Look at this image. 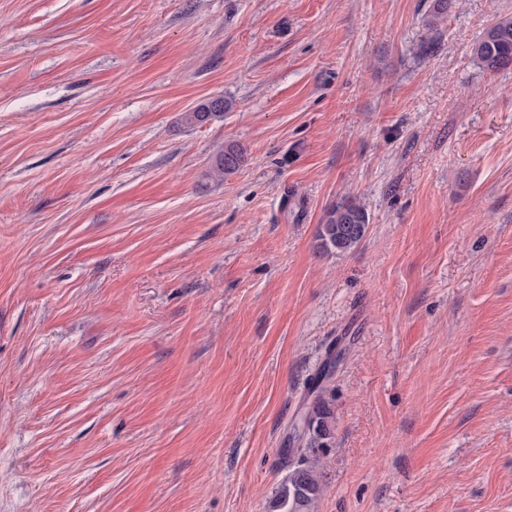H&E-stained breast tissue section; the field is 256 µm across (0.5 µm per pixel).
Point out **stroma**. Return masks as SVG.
<instances>
[{
  "mask_svg": "<svg viewBox=\"0 0 512 512\" xmlns=\"http://www.w3.org/2000/svg\"><path fill=\"white\" fill-rule=\"evenodd\" d=\"M430 3L0 0V512H267L336 342L315 512H512V0ZM473 54L489 71L512 66V16L501 17L487 29L474 44ZM230 103L223 96H216L202 101L188 112L183 113V120L189 126H201L221 118ZM246 161L244 149L236 143H229L214 156L204 177L224 179L226 176L235 174ZM369 215L352 199L328 208L319 224L316 248L319 253L337 255L355 248L365 237Z\"/></svg>",
  "mask_w": 512,
  "mask_h": 512,
  "instance_id": "35a3bbf8",
  "label": "stroma"
}]
</instances>
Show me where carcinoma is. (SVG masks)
Instances as JSON below:
<instances>
[{
	"mask_svg": "<svg viewBox=\"0 0 512 512\" xmlns=\"http://www.w3.org/2000/svg\"><path fill=\"white\" fill-rule=\"evenodd\" d=\"M451 7L452 0H433L423 18L425 28L432 31L438 27ZM473 54L489 71L512 66V16L500 18L487 29L474 44ZM229 107L224 97H212L183 113V120L189 126H201L223 117ZM246 161L244 149L229 143L214 156L204 177L222 180L236 173ZM368 224L365 208L352 199H344L325 211L318 227L316 249L326 255L346 253L363 240ZM339 360L335 350L329 349L295 416L289 434L292 448L288 449V473L274 491L271 512H314L325 491L322 462L333 447V413L326 399L327 382Z\"/></svg>",
	"mask_w": 512,
	"mask_h": 512,
	"instance_id": "cac0c4a2",
	"label": "carcinoma"
}]
</instances>
